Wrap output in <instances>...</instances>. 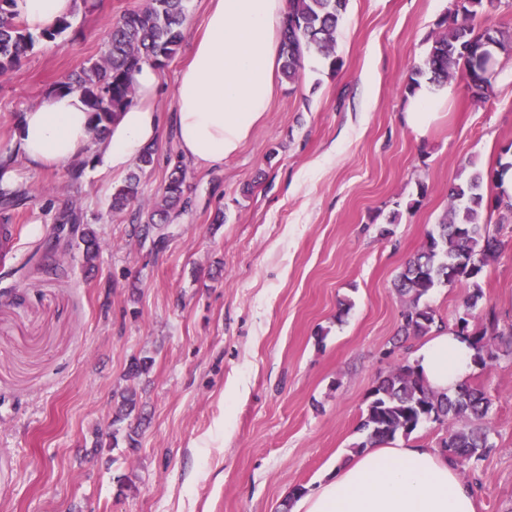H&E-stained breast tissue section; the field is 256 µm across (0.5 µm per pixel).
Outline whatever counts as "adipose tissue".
<instances>
[{
    "label": "adipose tissue",
    "mask_w": 512,
    "mask_h": 512,
    "mask_svg": "<svg viewBox=\"0 0 512 512\" xmlns=\"http://www.w3.org/2000/svg\"><path fill=\"white\" fill-rule=\"evenodd\" d=\"M287 0H213L203 33L176 87L175 134L184 158L215 166L234 155L263 121L274 90ZM77 0H17L30 31L72 15ZM133 104L99 144L98 170L125 172L160 131L153 101L159 72L142 65ZM90 116L76 93L50 96L17 116L0 178L14 185L18 166L54 169L85 157ZM475 350L452 330L433 333L411 362L427 384L453 391L477 369ZM477 490L435 449L393 442L368 449L299 498L294 512H476Z\"/></svg>",
    "instance_id": "ef3b65f1"
}]
</instances>
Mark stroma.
Instances as JSON below:
<instances>
[{"label":"stroma","mask_w":512,"mask_h":512,"mask_svg":"<svg viewBox=\"0 0 512 512\" xmlns=\"http://www.w3.org/2000/svg\"><path fill=\"white\" fill-rule=\"evenodd\" d=\"M144 3L91 0L66 34L0 75V153L15 117L99 59L111 23ZM455 3L349 0L339 68L312 54L295 82L276 77L265 120L207 167L184 161L174 132L177 77L211 5L189 0L160 73L154 163L140 175L151 202L175 166L186 169L187 204L161 253L139 246L134 211L110 212L122 175L90 163L75 184L66 166L22 170L27 209L0 213L15 227L0 246V512H283L294 486L314 489L351 458L378 377L422 342L393 341L394 278L468 163L490 169L512 144V55L498 57L488 98L460 68L424 136L405 123L406 88ZM72 207L101 242L89 276L75 248L42 250ZM489 229L502 247L479 307L507 327L512 219ZM134 356L152 360L139 449L107 437L93 450ZM469 382L492 400L494 448L460 473L478 487L477 512H512V355Z\"/></svg>","instance_id":"35a3bbf8"}]
</instances>
